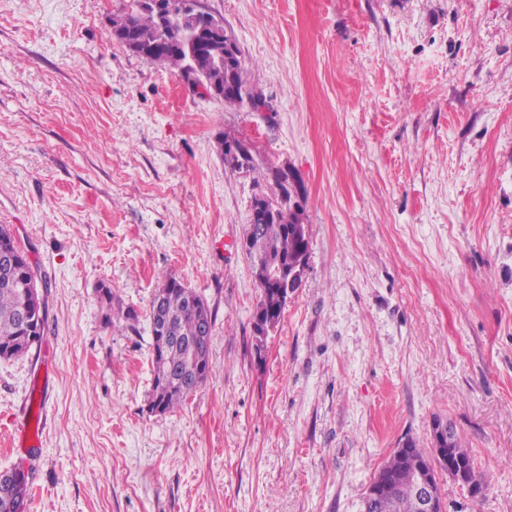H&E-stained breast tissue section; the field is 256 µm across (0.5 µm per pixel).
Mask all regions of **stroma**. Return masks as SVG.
I'll list each match as a JSON object with an SVG mask.
<instances>
[{
    "instance_id": "1",
    "label": "stroma",
    "mask_w": 512,
    "mask_h": 512,
    "mask_svg": "<svg viewBox=\"0 0 512 512\" xmlns=\"http://www.w3.org/2000/svg\"><path fill=\"white\" fill-rule=\"evenodd\" d=\"M197 3L262 111L113 40L122 0H0V224L48 281L40 348L0 360V433L38 396L42 445L0 472L30 466L28 512H363L439 416L488 479L443 481L444 512H512V0ZM278 170L310 248L259 350L239 242ZM172 276L214 316L210 370L154 414ZM230 142L236 144V149H232ZM224 161L233 168H248L252 163V150L249 144L240 140H224Z\"/></svg>"
}]
</instances>
